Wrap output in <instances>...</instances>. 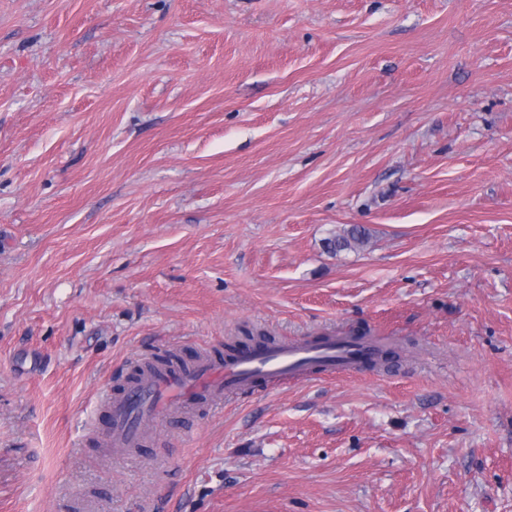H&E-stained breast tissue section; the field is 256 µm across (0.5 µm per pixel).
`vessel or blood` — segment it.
Returning <instances> with one entry per match:
<instances>
[{
  "mask_svg": "<svg viewBox=\"0 0 512 512\" xmlns=\"http://www.w3.org/2000/svg\"><path fill=\"white\" fill-rule=\"evenodd\" d=\"M372 355L373 347L367 342L331 336L317 346L291 342L228 361L204 355L189 367L176 362L149 367L127 382L120 395L103 397L101 404L112 418L107 438L113 446L134 448L163 413L213 407L251 392L260 380L274 387L322 371L351 372Z\"/></svg>",
  "mask_w": 512,
  "mask_h": 512,
  "instance_id": "1",
  "label": "vessel or blood"
}]
</instances>
